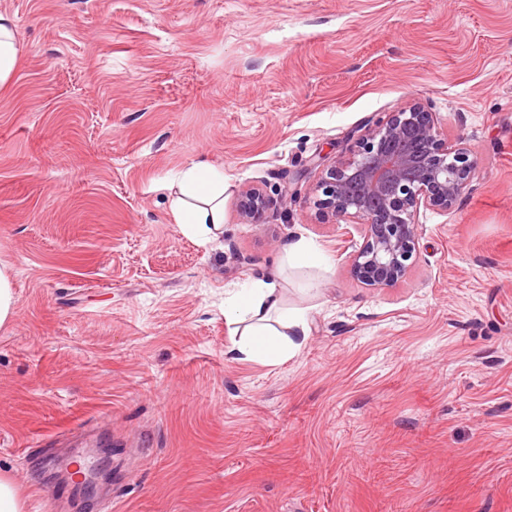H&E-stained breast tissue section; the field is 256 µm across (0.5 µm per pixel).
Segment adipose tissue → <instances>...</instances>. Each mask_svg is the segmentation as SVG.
Wrapping results in <instances>:
<instances>
[{"instance_id":"1","label":"adipose tissue","mask_w":512,"mask_h":512,"mask_svg":"<svg viewBox=\"0 0 512 512\" xmlns=\"http://www.w3.org/2000/svg\"><path fill=\"white\" fill-rule=\"evenodd\" d=\"M171 215L183 233L208 242L224 223V174L210 166L186 167L172 184ZM224 319L238 326L233 351L238 359L276 364L308 336L304 314L280 305L277 286L254 279L224 298Z\"/></svg>"}]
</instances>
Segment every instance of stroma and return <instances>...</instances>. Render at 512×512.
Returning <instances> with one entry per match:
<instances>
[{
    "mask_svg": "<svg viewBox=\"0 0 512 512\" xmlns=\"http://www.w3.org/2000/svg\"><path fill=\"white\" fill-rule=\"evenodd\" d=\"M0 472L23 512H512V0H0ZM418 101L477 163L402 280L351 274L316 157ZM224 172V229L170 214ZM261 186L259 223L238 192ZM305 239L326 271L280 268ZM309 336L240 361L224 292ZM18 59L15 23L8 14L0 13V87L8 84ZM170 188V210L175 224L183 233L209 242L224 224V172L193 164L181 172ZM15 293L10 271L0 263V326L8 323L15 313Z\"/></svg>",
    "mask_w": 512,
    "mask_h": 512,
    "instance_id": "35a3bbf8",
    "label": "stroma"
}]
</instances>
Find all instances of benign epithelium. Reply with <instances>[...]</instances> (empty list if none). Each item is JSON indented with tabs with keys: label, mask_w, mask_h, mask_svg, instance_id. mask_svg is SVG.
I'll use <instances>...</instances> for the list:
<instances>
[{
	"label": "benign epithelium",
	"mask_w": 512,
	"mask_h": 512,
	"mask_svg": "<svg viewBox=\"0 0 512 512\" xmlns=\"http://www.w3.org/2000/svg\"><path fill=\"white\" fill-rule=\"evenodd\" d=\"M315 167L321 175L313 205L329 218L362 221L366 233L352 271L375 288L397 283L418 254L420 208L451 210L476 175L464 136L449 138L419 102L387 113L348 158L329 163L321 158ZM240 200L242 220L257 223L268 205L261 190L247 188Z\"/></svg>",
	"instance_id": "1"
}]
</instances>
